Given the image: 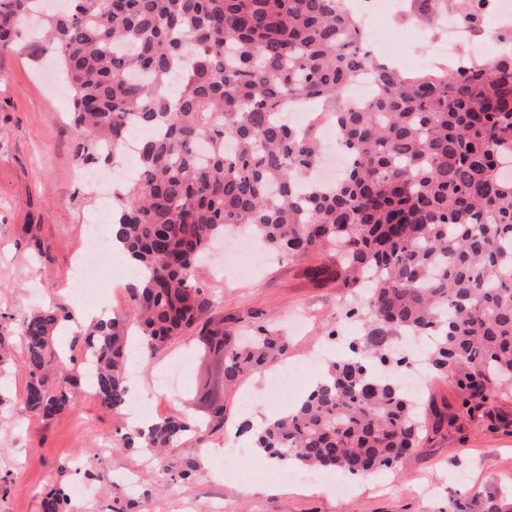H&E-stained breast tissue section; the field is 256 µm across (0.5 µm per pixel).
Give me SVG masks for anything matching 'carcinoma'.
<instances>
[{"label":"carcinoma","mask_w":512,"mask_h":512,"mask_svg":"<svg viewBox=\"0 0 512 512\" xmlns=\"http://www.w3.org/2000/svg\"><path fill=\"white\" fill-rule=\"evenodd\" d=\"M31 16L71 86L79 160L113 162L130 131L143 132L138 173L113 189L110 224L136 269L134 316L101 319L70 345L90 356L102 407L126 410L134 332L154 356L193 331L222 361V382L207 378L195 393L205 421L167 417L123 446L172 453L192 437L207 447L224 431L225 394L287 354L273 328L232 337L197 279L200 256L234 229L291 259L330 247L339 265L311 277L367 291L353 355L330 363L294 411L260 429L239 424L270 458L346 476L397 466L423 423L373 367L399 336L433 338L429 361L455 378L468 413L512 387V51L465 74L403 76L361 51L347 0H61L53 13L40 0H0V51ZM365 71L377 95L342 104ZM316 102L335 109L348 155L329 185L310 181L319 139L285 120ZM66 318L51 305L17 327L21 411L43 421L74 404L78 375L55 349ZM162 471L190 480L195 469L170 455ZM68 506L62 487L41 501L42 512ZM448 512H512V495L487 488L449 499Z\"/></svg>","instance_id":"obj_1"}]
</instances>
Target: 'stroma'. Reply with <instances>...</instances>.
<instances>
[{
  "label": "stroma",
  "instance_id": "stroma-1",
  "mask_svg": "<svg viewBox=\"0 0 512 512\" xmlns=\"http://www.w3.org/2000/svg\"><path fill=\"white\" fill-rule=\"evenodd\" d=\"M402 22L416 32L415 42L397 60V68L415 65L444 34L442 15L423 13L419 0H396ZM58 74L38 45L22 41L0 52V326L11 328L33 309L51 303L81 301L62 287L72 278L74 259L85 250V226L112 211L98 188L76 175L80 163L66 120L71 109L57 86ZM39 225L50 246L49 258L32 254L26 225ZM238 242L224 241L197 270L199 281L214 291L224 326L280 328L288 338V360L309 365L304 395L322 373L324 360L341 358L346 345L330 344L333 336H360L358 320L337 309L341 300L333 285H314L306 268L331 265L332 253H312L300 261L284 258L262 265L247 276L226 272L225 253ZM190 338L170 345L148 366L132 364L129 376L146 400L165 415L203 419L205 406L193 398L197 379L218 376L209 355L191 359L184 384L163 394L157 384L168 364L181 357ZM420 401L447 405L451 423H428L419 448L408 453L396 471L362 479L348 495L335 488L294 478L292 470L273 466L258 449L224 460L217 455L223 434L205 449L187 442L178 457L194 459L197 475L183 482L158 475L147 454L137 447L113 450L127 431L123 416L104 410L89 390L78 394L67 413L48 422L21 413L14 402L0 405V512H40L43 494L62 485L87 486L71 498V512H448L457 492L488 487L512 489V391L501 394L489 411L466 413L451 376L424 370ZM256 393L253 422L287 405L268 396L260 376L244 379L226 395L231 419L241 416V392Z\"/></svg>",
  "mask_w": 512,
  "mask_h": 512
}]
</instances>
